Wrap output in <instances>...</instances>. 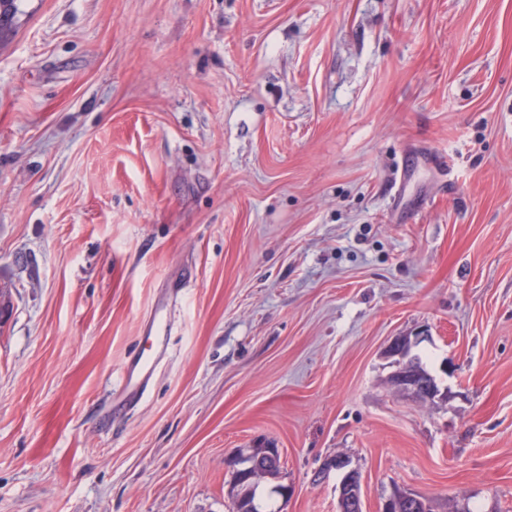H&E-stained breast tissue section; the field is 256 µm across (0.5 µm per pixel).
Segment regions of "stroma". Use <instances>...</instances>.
I'll return each mask as SVG.
<instances>
[{
  "label": "stroma",
  "instance_id": "stroma-1",
  "mask_svg": "<svg viewBox=\"0 0 512 512\" xmlns=\"http://www.w3.org/2000/svg\"><path fill=\"white\" fill-rule=\"evenodd\" d=\"M1 288L0 512H512V0H20ZM163 308H156L146 324L145 332L150 341L152 352L141 353L131 358L122 369L123 393L132 401L145 391L153 376L160 355L165 349V337L168 334V322L163 320ZM418 336H398L386 348L385 357L394 359L396 370L390 377L391 385L414 400L427 403L440 395L432 376L426 373L410 357L413 344L418 343ZM234 466L237 467L235 471L236 483L241 487V492L238 493L235 500L238 502V508L240 509L238 512H276V509H260L261 505L256 501V492L259 486L248 481L243 475V470L247 467L246 462L240 461L237 458L234 461ZM347 503H357L358 508L363 509V500L361 495V477L359 472L350 469L344 476V481L339 496V511L344 512ZM425 501L410 492L407 491H393V493L387 498L382 507V512H401L403 507H408L416 512L421 508V504Z\"/></svg>",
  "mask_w": 512,
  "mask_h": 512
}]
</instances>
